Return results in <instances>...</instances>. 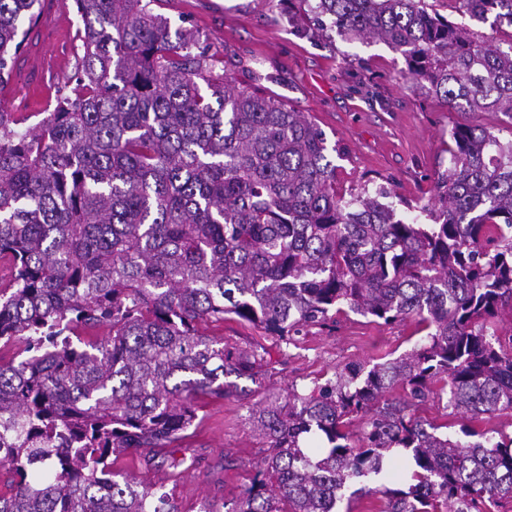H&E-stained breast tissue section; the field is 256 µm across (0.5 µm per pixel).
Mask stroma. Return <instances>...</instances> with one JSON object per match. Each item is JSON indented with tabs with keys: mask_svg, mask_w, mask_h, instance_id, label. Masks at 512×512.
I'll return each mask as SVG.
<instances>
[{
	"mask_svg": "<svg viewBox=\"0 0 512 512\" xmlns=\"http://www.w3.org/2000/svg\"><path fill=\"white\" fill-rule=\"evenodd\" d=\"M66 5L59 11L55 0H41L48 26L29 31L7 81L0 111L9 112L19 128L52 111L77 70L80 20L75 0ZM151 9L172 27L193 31L195 52L209 56L217 70L240 82L261 75L266 93L308 114L328 144H340L345 155L335 161L338 189L364 183L415 206L428 203L437 173L449 166L450 131L466 117L404 78L399 54L378 42L321 36L306 0H153ZM200 329L261 355L266 389L303 388L332 377L336 366L392 359L422 339L413 320L380 325L353 313L305 330L289 345L234 318ZM252 404L249 397L202 401L185 440L198 451L194 466L148 470L133 453L115 459L113 468L157 483L180 512H216L249 484L265 456L250 431Z\"/></svg>",
	"mask_w": 512,
	"mask_h": 512,
	"instance_id": "1",
	"label": "stroma"
}]
</instances>
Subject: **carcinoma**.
Here are the masks:
<instances>
[{"mask_svg": "<svg viewBox=\"0 0 512 512\" xmlns=\"http://www.w3.org/2000/svg\"><path fill=\"white\" fill-rule=\"evenodd\" d=\"M40 0H0V82ZM512 28V0H454ZM83 55L70 93L19 131L0 112V512H179L112 456L185 438L206 397L240 398L263 358L200 332L234 315L285 342L352 312L409 318L423 341L252 409L266 449L227 512H491L512 499V139L473 122L421 207L340 193L303 112L213 76L193 33L148 0H75ZM344 38L400 54L403 75L464 115H512V43L425 0H316ZM107 325L103 339L81 328ZM448 395L450 423L416 414ZM354 491H349V488ZM426 3H428L430 7L436 10L440 15L448 18L449 20L455 23H466L472 25V22L469 21L468 17L462 16L461 13L455 11L456 9L453 8V6H455L453 2H450L448 0H426ZM472 27L484 33V35L493 36L497 40L508 39L507 32H492L488 25L480 28H475L473 25Z\"/></svg>", "mask_w": 512, "mask_h": 512, "instance_id": "carcinoma-1", "label": "carcinoma"}]
</instances>
